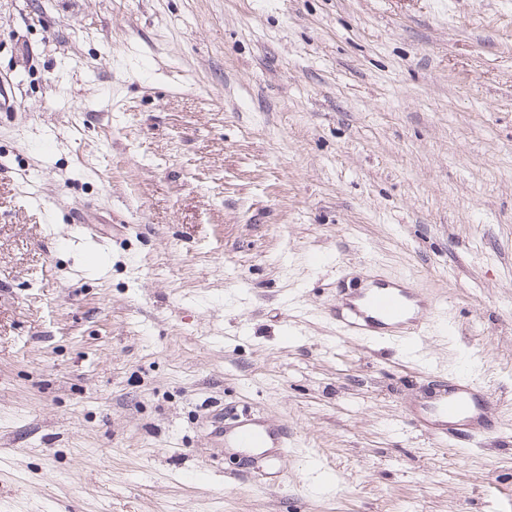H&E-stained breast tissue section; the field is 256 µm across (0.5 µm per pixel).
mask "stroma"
Returning a JSON list of instances; mask_svg holds the SVG:
<instances>
[{"label": "stroma", "mask_w": 512, "mask_h": 512, "mask_svg": "<svg viewBox=\"0 0 512 512\" xmlns=\"http://www.w3.org/2000/svg\"><path fill=\"white\" fill-rule=\"evenodd\" d=\"M4 86L0 512H512V0H0ZM461 368L494 429L409 425ZM373 276L366 288L347 298L341 291L333 310L336 323L351 336L376 340L392 336L411 347L423 334L425 321L434 311L431 301L421 299L406 279L390 282ZM234 418L230 419L232 422L224 423V409H221V425L211 434L224 443V448L240 453L246 461L260 458L271 467H275L286 454L287 431L254 413L245 414L243 419L238 421Z\"/></svg>", "instance_id": "stroma-1"}]
</instances>
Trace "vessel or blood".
I'll return each mask as SVG.
<instances>
[{"label": "vessel or blood", "mask_w": 512, "mask_h": 512, "mask_svg": "<svg viewBox=\"0 0 512 512\" xmlns=\"http://www.w3.org/2000/svg\"><path fill=\"white\" fill-rule=\"evenodd\" d=\"M433 311V303L421 299L408 280L390 282L376 277L369 286L341 298L334 316L348 335L366 340L392 336L409 347L421 338ZM492 404L488 390L471 378L454 375L447 389L428 396L410 411L408 419L437 439L447 438L452 426H464L478 434L487 427ZM213 434L244 459L259 458L272 466L288 448L287 431L254 413L221 424Z\"/></svg>", "instance_id": "1"}]
</instances>
